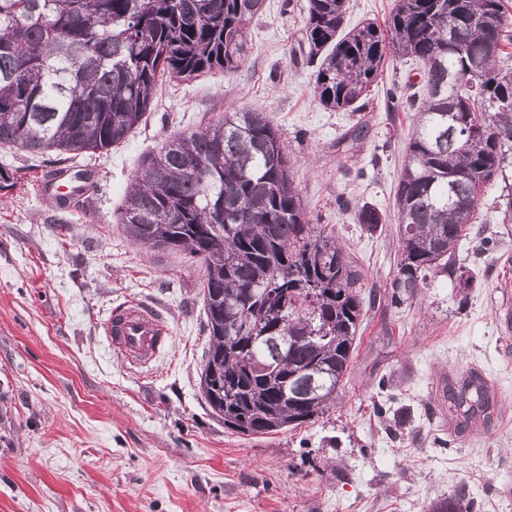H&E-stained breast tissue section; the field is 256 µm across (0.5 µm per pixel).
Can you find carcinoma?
<instances>
[{"mask_svg": "<svg viewBox=\"0 0 512 512\" xmlns=\"http://www.w3.org/2000/svg\"><path fill=\"white\" fill-rule=\"evenodd\" d=\"M347 0H309L307 60L330 109L363 100L388 56L421 61L416 110L396 187L399 252L391 299H415L431 275H474L454 257L482 187L501 180L512 221V43L505 0H395L385 26L343 32ZM263 0H0V147L102 153L151 108L159 78L234 70ZM345 206V210H350ZM371 232L376 207L354 209ZM120 224L148 249L203 270L208 350L202 396L246 436L298 427L336 404L362 323L361 274L332 232L312 224L290 158L264 112L239 109L180 133L141 160ZM476 373L448 384V413L491 416ZM459 488L431 512H469Z\"/></svg>", "mask_w": 512, "mask_h": 512, "instance_id": "cac0c4a2", "label": "carcinoma"}]
</instances>
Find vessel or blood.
<instances>
[{
  "label": "vessel or blood",
  "instance_id": "vessel-or-blood-1",
  "mask_svg": "<svg viewBox=\"0 0 512 512\" xmlns=\"http://www.w3.org/2000/svg\"><path fill=\"white\" fill-rule=\"evenodd\" d=\"M102 328L114 349L134 367L148 366L170 341L163 316L137 302L116 307Z\"/></svg>",
  "mask_w": 512,
  "mask_h": 512
}]
</instances>
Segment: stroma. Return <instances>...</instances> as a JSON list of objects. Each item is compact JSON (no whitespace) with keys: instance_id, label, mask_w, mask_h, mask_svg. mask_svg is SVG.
Wrapping results in <instances>:
<instances>
[{"instance_id":"stroma-1","label":"stroma","mask_w":512,"mask_h":512,"mask_svg":"<svg viewBox=\"0 0 512 512\" xmlns=\"http://www.w3.org/2000/svg\"><path fill=\"white\" fill-rule=\"evenodd\" d=\"M308 0H264L233 71L158 82L154 105L103 155L68 161L87 193L56 208L57 155L0 150V512H428L466 486L473 512H512V223L485 189L456 263L396 303L394 188L412 113L389 111L424 65L390 59L361 112L330 110L299 46ZM266 113L288 147L309 218L333 227L362 275L361 323L335 407L266 436L224 426L199 392L207 341L202 274L176 251L130 242L118 222L139 160L229 108ZM365 136L348 139L356 122ZM386 215L370 234L339 201ZM128 301L156 307L170 344L127 365L102 331ZM477 372L491 421L449 420L452 378Z\"/></svg>"}]
</instances>
